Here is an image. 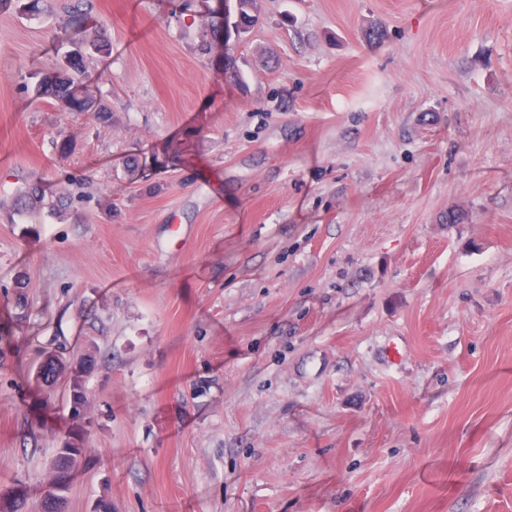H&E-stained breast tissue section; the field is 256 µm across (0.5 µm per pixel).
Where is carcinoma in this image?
I'll use <instances>...</instances> for the list:
<instances>
[{
  "instance_id": "carcinoma-1",
  "label": "carcinoma",
  "mask_w": 512,
  "mask_h": 512,
  "mask_svg": "<svg viewBox=\"0 0 512 512\" xmlns=\"http://www.w3.org/2000/svg\"><path fill=\"white\" fill-rule=\"evenodd\" d=\"M257 4L258 0H238L236 29L244 32L253 26L256 21ZM88 7L89 4L85 3V0H74L68 7L67 18L59 28L57 38L74 44L89 43L103 53L107 48L96 39V32L89 25ZM85 69L84 56L76 58L72 53L64 56L57 69L40 74L34 87L36 98L52 101L59 106L64 103L82 104L92 118L106 120L108 107L102 100L92 96L90 89L82 81ZM42 202L41 188L34 183L14 196L13 208L25 212ZM91 369L92 363L89 360L66 364L60 360L50 359L41 365L39 376L48 383L58 374H66L69 381L68 403L72 408L71 416L80 418L83 416L82 410L88 404L85 378ZM83 443V434L75 428L70 431L61 448L57 449L40 512H61V503L70 486L68 482L62 483V478L71 475L73 464L84 452Z\"/></svg>"
}]
</instances>
